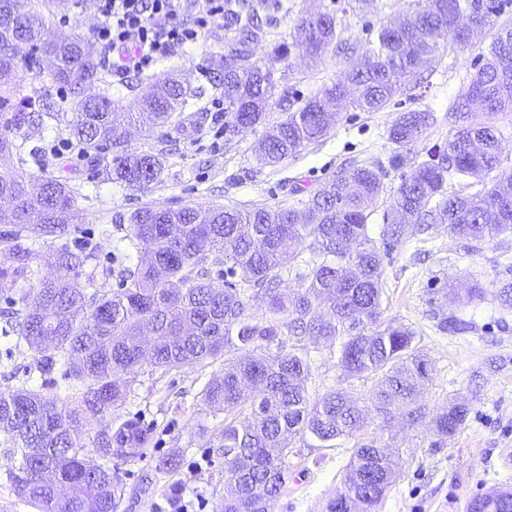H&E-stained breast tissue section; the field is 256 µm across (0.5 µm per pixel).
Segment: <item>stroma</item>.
Wrapping results in <instances>:
<instances>
[{"mask_svg": "<svg viewBox=\"0 0 512 512\" xmlns=\"http://www.w3.org/2000/svg\"><path fill=\"white\" fill-rule=\"evenodd\" d=\"M251 2L268 27L249 49L254 57L264 58L275 45L290 41L293 21L302 13L331 12L342 38L362 41L379 25L401 19L408 0H370L360 12L349 10L348 0ZM28 5L66 35L92 36L100 22L88 2L80 8L74 0H28ZM231 38L219 21L199 44L145 74L126 77L104 69L105 81L96 85V92L107 93L123 105L149 92L157 79L178 75L197 93L205 121L188 119L152 130H131L129 148L163 155L166 161L159 182L145 193L107 180L89 154L48 155L45 173L78 191V223L63 235L42 236L31 225L3 221L9 205L0 200V248L31 249L42 280L53 276L59 249H87L93 258L81 270L80 282L91 281L96 288L113 291L122 284L121 254L130 248L125 218L137 208L201 203L297 209L349 162L379 166L386 172L384 192L368 220L370 235L380 238L391 195L429 151L447 142L456 127L452 106L466 95L491 42L486 34L468 47L448 48L423 67L419 87L405 86L385 110L348 108L320 142L271 167L258 158L259 141L281 119L283 110H297L324 85L340 78L342 69L332 57L314 65L291 54L290 66L280 67L275 74L279 90L288 93L287 107H273L265 121L228 142L224 119L212 102L222 95L215 75ZM410 110L431 112L434 121L394 167L388 128L399 113ZM505 281H512V233L480 243L463 240L439 224L426 234L403 238L385 257L383 318L417 333L431 374L424 394L427 416L436 415L451 401L464 405L467 416L456 435L443 440L428 424L411 426L401 419L394 420L389 430H381L380 416L371 415L366 435H383L400 456L399 475L379 512H466L472 498L494 489H512V308L502 306L497 297ZM474 287L482 294L468 299L467 292ZM448 316L461 321L463 331L443 330L441 322ZM303 347L309 358L311 395L344 389L365 396L373 390L372 377L345 375L335 349L327 343L307 340ZM223 367L220 360L169 371L144 367L122 406L90 419L84 439L88 445L93 434L117 420L137 418L151 432L143 456L117 467L125 488L118 512H165L166 499L178 486L185 488L187 498L202 496L205 512H219L224 496L219 480L224 469V417L201 402L200 391ZM285 446L286 482L271 502L270 512H326L349 462L353 439L330 449L292 435ZM172 455L179 460L177 470L156 471L158 459Z\"/></svg>", "mask_w": 512, "mask_h": 512, "instance_id": "1", "label": "stroma"}]
</instances>
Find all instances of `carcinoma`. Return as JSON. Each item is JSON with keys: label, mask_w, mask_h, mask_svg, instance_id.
Wrapping results in <instances>:
<instances>
[{"label": "carcinoma", "mask_w": 512, "mask_h": 512, "mask_svg": "<svg viewBox=\"0 0 512 512\" xmlns=\"http://www.w3.org/2000/svg\"><path fill=\"white\" fill-rule=\"evenodd\" d=\"M469 0H419L398 26L383 25L377 36L355 43L361 61L344 62L342 78L324 86L294 112H285L260 146V160L275 165L327 135L344 104L364 112L383 111L416 80L419 68L449 47H467L499 14V0L486 3L483 19L467 38L457 18ZM224 28L235 33L218 75L224 97V135L232 139L256 126L272 108L277 65L289 59V46L254 59L248 44L264 34L249 0H227ZM16 37L30 46L29 70L47 76L66 95L37 110L38 123L68 121L70 135L89 149H111L108 176L144 192L164 170L163 157L128 148L125 127L163 125L190 106L188 89L166 76L149 95L127 106L106 94L86 95L104 82L98 51L79 34L59 37L44 17L25 9L24 0H0V108L17 101L15 120L31 121L30 102L13 83L16 64L4 49ZM292 46L310 62L323 61L340 42L336 19L328 12L297 17ZM477 103L484 122L460 125L440 151L428 154L401 180L390 198L382 238L399 241L446 224L470 241L512 233V171L470 195L448 190L455 177L480 178L496 168L501 132L493 124L512 111V25L503 24L473 74L467 95L453 111L471 112ZM72 119H67V116ZM426 111L399 114L388 131L398 153L409 149L430 126ZM27 140L0 134V155L44 152ZM384 171L343 168L309 197L304 211L293 208L141 207L128 217L138 254H125L124 288L106 292L78 283L79 269L91 258L83 252L57 254V274L33 290L11 298L12 331L36 356L44 374L63 367L72 396L66 403L19 386L0 392V455L6 481L36 512H117L123 484L116 469L86 458V423L122 405L146 365L171 370L212 364L232 350L248 351L224 364L221 376L202 390L203 403L224 413V502L221 512H269L285 483V436L301 434L318 448L364 431L370 412L382 422L398 416L411 424L425 417L421 389L431 382L416 333L382 320L385 296L383 255L369 235L370 208L384 192ZM12 203L16 224H34L43 233L66 231L75 217L76 191L67 183L23 168L0 169V197ZM224 255L228 272H242L241 283H219L207 268L210 255ZM31 251H9L12 265L0 267V291L30 273ZM291 274L298 287L277 288ZM267 317L250 314L255 306ZM288 335L336 346L339 366L349 377L377 379L367 396L331 390L310 396L305 356L278 347L273 355L253 352ZM466 409L451 406L432 418L434 430L452 437ZM150 432L126 419L96 436L99 458L124 462L142 456ZM396 475V462L382 438L357 441L336 497L327 508L378 512ZM466 512H512V498L471 500Z\"/></svg>", "instance_id": "1"}]
</instances>
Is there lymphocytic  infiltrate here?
<instances>
[{
	"instance_id": "lymphocytic-infiltrate-1",
	"label": "lymphocytic infiltrate",
	"mask_w": 512,
	"mask_h": 512,
	"mask_svg": "<svg viewBox=\"0 0 512 512\" xmlns=\"http://www.w3.org/2000/svg\"><path fill=\"white\" fill-rule=\"evenodd\" d=\"M225 0H93L96 44L112 53L117 71L142 73L175 51L197 44L209 22L222 20ZM201 9L196 21L185 15Z\"/></svg>"
}]
</instances>
